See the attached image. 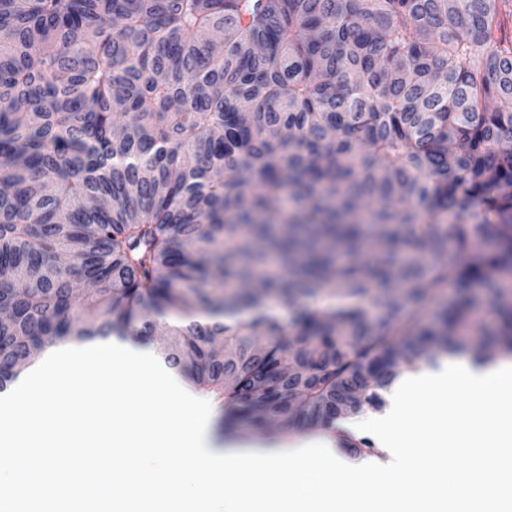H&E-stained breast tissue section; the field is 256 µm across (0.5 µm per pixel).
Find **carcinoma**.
Listing matches in <instances>:
<instances>
[{
  "mask_svg": "<svg viewBox=\"0 0 512 512\" xmlns=\"http://www.w3.org/2000/svg\"><path fill=\"white\" fill-rule=\"evenodd\" d=\"M511 11L0 0V394L33 352L146 339L173 312L161 361L244 430L378 407L458 352L512 355ZM450 241L457 288L493 297L426 328ZM322 289L384 314L195 320Z\"/></svg>",
  "mask_w": 512,
  "mask_h": 512,
  "instance_id": "1",
  "label": "carcinoma"
}]
</instances>
